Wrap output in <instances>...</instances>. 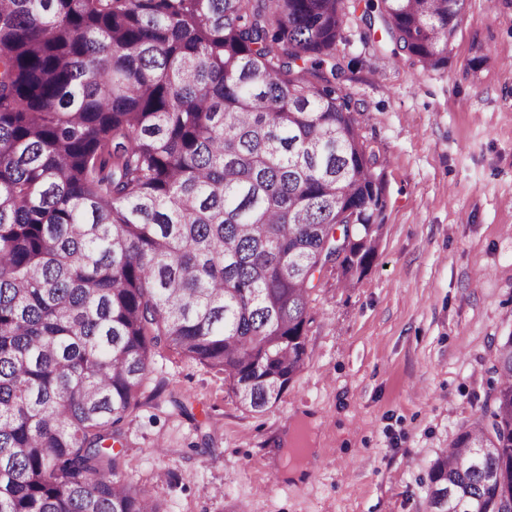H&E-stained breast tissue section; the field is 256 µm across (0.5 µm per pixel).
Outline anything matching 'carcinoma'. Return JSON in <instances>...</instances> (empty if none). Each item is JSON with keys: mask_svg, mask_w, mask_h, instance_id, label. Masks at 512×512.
I'll use <instances>...</instances> for the list:
<instances>
[{"mask_svg": "<svg viewBox=\"0 0 512 512\" xmlns=\"http://www.w3.org/2000/svg\"><path fill=\"white\" fill-rule=\"evenodd\" d=\"M462 8L364 19L438 69ZM347 21L344 0H0V512H160L112 444L161 346L255 413L302 370L315 273L354 287L385 227ZM491 372L428 512H512V336Z\"/></svg>", "mask_w": 512, "mask_h": 512, "instance_id": "1", "label": "carcinoma"}]
</instances>
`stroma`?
<instances>
[{
    "label": "stroma",
    "mask_w": 512,
    "mask_h": 512,
    "mask_svg": "<svg viewBox=\"0 0 512 512\" xmlns=\"http://www.w3.org/2000/svg\"><path fill=\"white\" fill-rule=\"evenodd\" d=\"M345 4L343 89L384 164L377 256L354 287L332 266L315 279L304 366L264 412L154 352L121 456L161 512H426L430 467L512 335V0H465L435 70Z\"/></svg>",
    "instance_id": "35a3bbf8"
}]
</instances>
